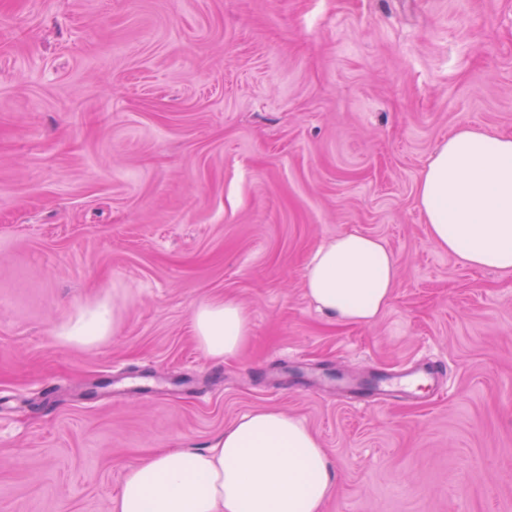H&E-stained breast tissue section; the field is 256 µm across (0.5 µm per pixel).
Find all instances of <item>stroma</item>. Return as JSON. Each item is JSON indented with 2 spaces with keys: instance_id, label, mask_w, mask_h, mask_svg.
<instances>
[{
  "instance_id": "1",
  "label": "stroma",
  "mask_w": 512,
  "mask_h": 512,
  "mask_svg": "<svg viewBox=\"0 0 512 512\" xmlns=\"http://www.w3.org/2000/svg\"><path fill=\"white\" fill-rule=\"evenodd\" d=\"M464 126L512 137V0H0V512H111L257 408L320 439L323 512H512V273L416 199ZM347 232L397 261L371 325L303 288ZM214 297L251 317L221 363ZM102 303L114 334L60 339ZM411 362L436 386L349 400ZM195 339L207 357L224 361L238 352L250 334L246 309L233 299H209L200 302L192 315Z\"/></svg>"
}]
</instances>
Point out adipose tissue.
Segmentation results:
<instances>
[{
  "label": "adipose tissue",
  "instance_id": "obj_1",
  "mask_svg": "<svg viewBox=\"0 0 512 512\" xmlns=\"http://www.w3.org/2000/svg\"><path fill=\"white\" fill-rule=\"evenodd\" d=\"M432 244L475 268L512 272V138L464 127L438 145L417 186ZM397 278L380 238L340 235L320 246L305 273L318 310L349 324L376 322ZM195 339L210 359L238 352L250 334L232 299L200 302ZM117 324L108 307L61 330L68 343L94 344ZM334 486L315 434L275 409H257L217 434L209 448H175L129 466L114 512H321Z\"/></svg>",
  "mask_w": 512,
  "mask_h": 512
}]
</instances>
